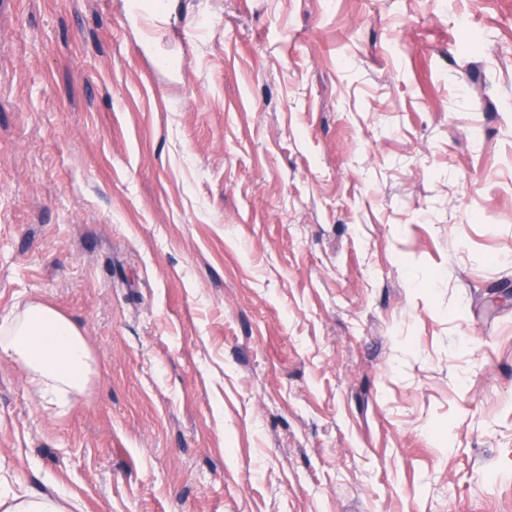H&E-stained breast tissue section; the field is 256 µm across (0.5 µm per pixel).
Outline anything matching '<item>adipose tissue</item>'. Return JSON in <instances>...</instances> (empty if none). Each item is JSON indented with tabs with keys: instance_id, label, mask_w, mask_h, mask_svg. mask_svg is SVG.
Segmentation results:
<instances>
[{
	"instance_id": "ef3b65f1",
	"label": "adipose tissue",
	"mask_w": 512,
	"mask_h": 512,
	"mask_svg": "<svg viewBox=\"0 0 512 512\" xmlns=\"http://www.w3.org/2000/svg\"><path fill=\"white\" fill-rule=\"evenodd\" d=\"M17 364L48 404L73 403L96 369L80 329L45 303L32 300L0 322V360Z\"/></svg>"
}]
</instances>
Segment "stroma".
Here are the masks:
<instances>
[{
	"label": "stroma",
	"mask_w": 512,
	"mask_h": 512,
	"mask_svg": "<svg viewBox=\"0 0 512 512\" xmlns=\"http://www.w3.org/2000/svg\"><path fill=\"white\" fill-rule=\"evenodd\" d=\"M0 0V493L512 512V0ZM17 364L28 385L48 404L68 407L95 372L80 329L39 300L27 302L0 324V360Z\"/></svg>",
	"instance_id": "35a3bbf8"
}]
</instances>
